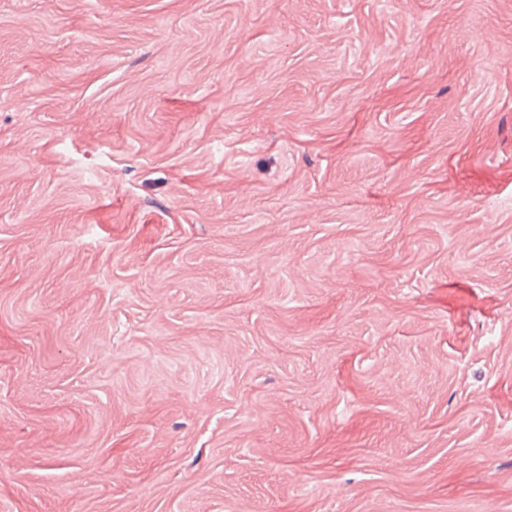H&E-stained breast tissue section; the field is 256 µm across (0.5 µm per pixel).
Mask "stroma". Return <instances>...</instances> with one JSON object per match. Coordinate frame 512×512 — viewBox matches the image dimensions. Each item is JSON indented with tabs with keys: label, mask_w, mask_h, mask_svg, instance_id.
I'll return each mask as SVG.
<instances>
[{
	"label": "stroma",
	"mask_w": 512,
	"mask_h": 512,
	"mask_svg": "<svg viewBox=\"0 0 512 512\" xmlns=\"http://www.w3.org/2000/svg\"><path fill=\"white\" fill-rule=\"evenodd\" d=\"M0 512H512V0H0Z\"/></svg>",
	"instance_id": "35a3bbf8"
}]
</instances>
